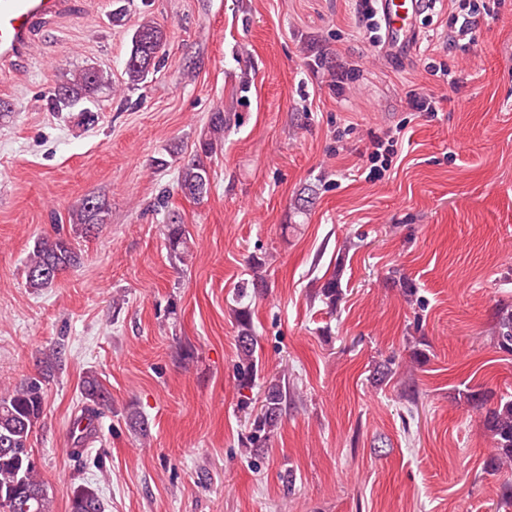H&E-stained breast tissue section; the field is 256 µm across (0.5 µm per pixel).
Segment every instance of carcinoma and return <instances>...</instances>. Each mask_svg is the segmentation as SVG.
Masks as SVG:
<instances>
[{
  "label": "carcinoma",
  "mask_w": 512,
  "mask_h": 512,
  "mask_svg": "<svg viewBox=\"0 0 512 512\" xmlns=\"http://www.w3.org/2000/svg\"><path fill=\"white\" fill-rule=\"evenodd\" d=\"M165 47L163 31L150 19H142L131 37V49L125 62L127 86L133 89L144 83L149 74L160 64ZM106 82L103 71L84 69L73 78L54 88L48 96V108L52 112H69L80 102L94 98ZM209 136L199 143L195 158L184 164L177 181V190L186 198L199 200L207 193L210 179L207 159L213 153L214 143L224 134V113L216 112L210 119ZM108 208L95 196L83 199L72 213L73 236L90 234L107 223ZM187 231L181 215L167 212L165 237L174 258L186 257ZM81 254L72 236L58 232L53 236H41L34 241L29 252L26 279L35 290L51 287L58 275L81 264ZM238 360L235 371L241 404L248 405L249 397L243 391L253 387L258 365L255 356L257 338L246 312H239ZM499 348L512 353V310L499 315L496 324ZM82 398L90 412H97L110 405L109 396L93 372L82 383ZM288 404V387L281 379L268 383L264 392L260 413L256 415L246 438L251 448L263 447L278 424L283 407ZM45 407L42 381L33 378L11 388L0 389V512H53L52 500L41 480L30 439L34 427ZM484 425L493 439L494 453L488 466L498 472L512 468V398L500 400L488 409ZM71 512H103L101 499L90 486L79 485L73 489Z\"/></svg>",
  "instance_id": "1"
}]
</instances>
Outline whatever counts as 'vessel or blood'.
<instances>
[{"mask_svg":"<svg viewBox=\"0 0 512 512\" xmlns=\"http://www.w3.org/2000/svg\"><path fill=\"white\" fill-rule=\"evenodd\" d=\"M61 0H0V60L22 59L36 24L55 14ZM427 0H380L384 41L382 50L399 57L417 46L419 20Z\"/></svg>","mask_w":512,"mask_h":512,"instance_id":"obj_1","label":"vessel or blood"}]
</instances>
